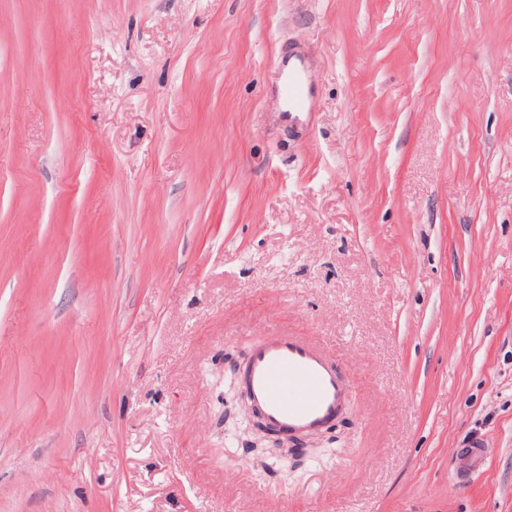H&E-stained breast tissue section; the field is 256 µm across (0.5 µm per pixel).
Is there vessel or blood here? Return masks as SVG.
Segmentation results:
<instances>
[{"instance_id":"vessel-or-blood-1","label":"vessel or blood","mask_w":512,"mask_h":512,"mask_svg":"<svg viewBox=\"0 0 512 512\" xmlns=\"http://www.w3.org/2000/svg\"><path fill=\"white\" fill-rule=\"evenodd\" d=\"M279 91L290 113L307 111L312 89L302 70L281 74ZM246 393L280 433L320 431L341 411L348 384L322 346L301 336L273 332L253 346L244 370Z\"/></svg>"}]
</instances>
